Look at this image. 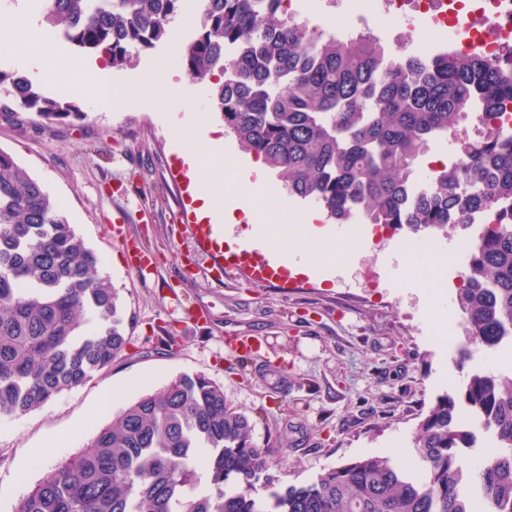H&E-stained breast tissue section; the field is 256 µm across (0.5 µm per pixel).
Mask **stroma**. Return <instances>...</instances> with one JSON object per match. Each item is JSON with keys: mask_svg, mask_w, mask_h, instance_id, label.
Masks as SVG:
<instances>
[{"mask_svg": "<svg viewBox=\"0 0 512 512\" xmlns=\"http://www.w3.org/2000/svg\"><path fill=\"white\" fill-rule=\"evenodd\" d=\"M194 32L185 22L173 40L135 54L131 66L113 70V86L122 91L160 76ZM82 110L73 126L17 110L0 119V149L44 184L99 256V275L119 294L129 344L85 384L39 410L0 418L1 486L26 493L46 468L82 448L111 419L85 421L105 389H121L120 408L184 374L223 385L250 417L255 442L274 449L281 486L311 483L371 455L412 468V437L438 396L454 393L468 371L512 369V351L478 352L461 368L454 362L465 336L456 303L467 274L460 229H392L375 241L370 225L326 219L323 246L340 250L328 273L261 281L242 254L197 234L186 167L165 116L146 100ZM130 246L148 253V273L130 268ZM171 336L177 344L170 348ZM231 336L256 337L261 347L242 356L229 349ZM61 431L72 434L65 447L18 472L33 444Z\"/></svg>", "mask_w": 512, "mask_h": 512, "instance_id": "35a3bbf8", "label": "stroma"}]
</instances>
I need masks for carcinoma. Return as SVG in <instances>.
I'll return each mask as SVG.
<instances>
[{"mask_svg":"<svg viewBox=\"0 0 512 512\" xmlns=\"http://www.w3.org/2000/svg\"><path fill=\"white\" fill-rule=\"evenodd\" d=\"M185 0H45L43 21L113 68L169 38ZM283 0H197L186 75L210 88L224 131L277 175L288 195L336 224L361 216L413 234L486 224L468 248L457 294L475 350L512 343V132L494 122L512 100L509 63L443 45L428 57L392 49L369 28L318 33ZM0 112L48 123L84 118L21 71L0 68ZM476 103L479 139L457 135ZM455 135L457 163L415 193L431 144ZM127 346L116 289L44 185L0 149V417L38 410L109 367ZM499 450L467 460L477 431ZM253 425L203 374L182 375L124 405L84 448L57 462L14 512H512V371L472 372L440 396L413 437L424 471L366 456L281 487ZM209 489L197 490L198 466ZM263 494H258V490Z\"/></svg>","mask_w":512,"mask_h":512,"instance_id":"cac0c4a2","label":"carcinoma"}]
</instances>
